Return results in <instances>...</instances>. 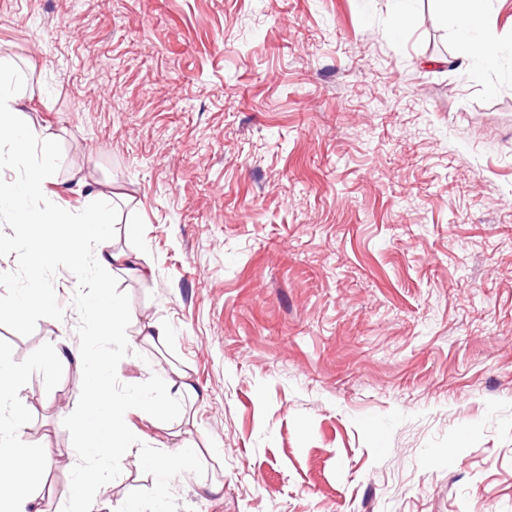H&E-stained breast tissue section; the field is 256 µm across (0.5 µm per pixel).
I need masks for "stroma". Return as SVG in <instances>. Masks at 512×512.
<instances>
[{"label":"stroma","instance_id":"stroma-1","mask_svg":"<svg viewBox=\"0 0 512 512\" xmlns=\"http://www.w3.org/2000/svg\"><path fill=\"white\" fill-rule=\"evenodd\" d=\"M478 35L494 68L433 0L402 28L392 0H0L45 198L106 193L109 246L150 268L115 273L143 357L119 380L199 392L172 422L125 415L199 449L178 512H512V0ZM76 285L58 272L63 320L0 325L42 512L78 460L82 368L49 364L80 349ZM154 483L134 446L100 496Z\"/></svg>","mask_w":512,"mask_h":512}]
</instances>
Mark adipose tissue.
<instances>
[{
    "label": "adipose tissue",
    "instance_id": "ef3b65f1",
    "mask_svg": "<svg viewBox=\"0 0 512 512\" xmlns=\"http://www.w3.org/2000/svg\"><path fill=\"white\" fill-rule=\"evenodd\" d=\"M440 10L454 8V23L458 34V51L461 58L478 56L486 63L498 59L494 42L490 39L475 38L474 33L484 19L485 0H456L448 5L447 0H436ZM12 71L0 65V141L12 144L30 141L31 136L22 131L15 121L18 110V97L13 89ZM44 145L39 161L27 168L22 185L0 183V199H10L14 203L15 222L24 227L44 226L43 235L27 238L24 260L40 262L50 251L58 250L76 256H89L97 270L112 269L121 257L105 245L108 227L100 200H92L86 209L75 216H61L51 208L37 210L31 201L43 193V188L53 169L54 157L48 146L49 135H42ZM98 243L96 251L85 254L83 244L87 239ZM28 454L10 427L0 424V470L12 474V487L7 494L0 495V512H40L37 495L32 490L27 475L22 468Z\"/></svg>",
    "mask_w": 512,
    "mask_h": 512
}]
</instances>
